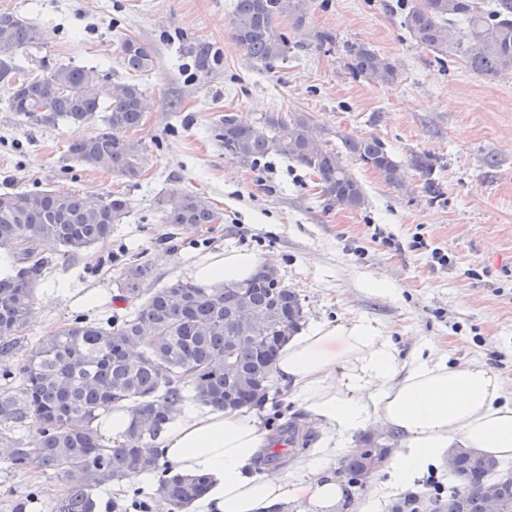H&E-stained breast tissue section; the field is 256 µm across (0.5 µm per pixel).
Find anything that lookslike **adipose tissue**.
Masks as SVG:
<instances>
[{"label":"adipose tissue","mask_w":512,"mask_h":512,"mask_svg":"<svg viewBox=\"0 0 512 512\" xmlns=\"http://www.w3.org/2000/svg\"><path fill=\"white\" fill-rule=\"evenodd\" d=\"M246 250L215 253L195 263L202 285L243 281L256 270ZM277 374L293 398L336 435L372 425L393 431L401 446L383 468L396 486L413 484L457 451L512 458V401L490 368L449 365L434 354L402 362L392 342L368 321L321 324L292 337L280 351ZM270 444L255 410L182 411L159 441L181 476L205 474L209 487L183 512H271L286 505L300 512H339L343 487L330 471L332 448L318 449L307 477L260 471Z\"/></svg>","instance_id":"adipose-tissue-1"}]
</instances>
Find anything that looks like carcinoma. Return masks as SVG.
<instances>
[{
  "label": "carcinoma",
  "instance_id": "obj_1",
  "mask_svg": "<svg viewBox=\"0 0 512 512\" xmlns=\"http://www.w3.org/2000/svg\"><path fill=\"white\" fill-rule=\"evenodd\" d=\"M308 0H235L233 38L248 60L270 65L285 60L290 41L277 29L284 16L304 23ZM404 27L416 42L439 54L457 48L470 71L495 79L512 74V0H422L403 17ZM36 28L11 13H0V81L22 72L10 51L36 43ZM127 70L154 69L150 46L132 38L120 45ZM349 67L380 84L398 76L386 57L361 44L347 47ZM101 81L94 67L60 65L48 76L21 78L10 109L35 123L62 120L83 124L105 113L113 130L136 129L152 108L137 83L112 87L104 104L96 87ZM217 137L233 159L256 165L269 155L287 158L310 170L319 180L325 207L359 210L364 190L342 154L315 134L304 113L287 117L269 114L257 122L236 114L224 115ZM346 153L378 172L396 188L403 186L400 165L382 140L342 138ZM67 159L81 166L109 170L128 184L137 183L151 156L140 140L108 132L77 140ZM410 164L426 177L431 194L438 185L431 178L434 163L427 154L413 155ZM177 202L157 199L165 210L164 223L217 224L220 214L207 200L175 190ZM129 213V200L116 193L100 196L75 190L36 189L0 193V251L12 258L11 269L0 272V355L18 351V333L34 313L35 283L49 260L40 250L44 241L64 247L62 256L73 260L88 248L112 236V225ZM118 299L131 307L124 316L105 320L79 318L46 336L25 352L19 372H0V431L3 460L15 468L35 465L42 474L65 483L64 493L47 503L48 512H96V490L114 482L130 485L135 512H149L136 482L143 475L156 480V495L170 512H181L200 497L207 477L173 473L157 442L166 425L191 401L203 407L235 410L263 407L276 375L280 349L304 318L298 293L282 279L257 270L246 281L203 286L177 280L153 287L146 264L128 266L118 285ZM248 314L251 328L239 330L240 316ZM248 335L231 342L230 337ZM231 362L239 376L229 378L224 363ZM125 407L130 423L124 438L112 444L99 432L96 421L104 412ZM34 427L38 443L24 446L15 432ZM312 433L290 423L273 437L276 451L268 450L264 466L277 467L283 459L306 446ZM378 446L345 454L340 465L353 483L366 469ZM455 485L442 500L410 493L394 501L391 512H419L423 500H432L436 512H483L485 489L504 492L500 512H512V483L500 475L499 460L469 452L454 454Z\"/></svg>",
  "mask_w": 512,
  "mask_h": 512
}]
</instances>
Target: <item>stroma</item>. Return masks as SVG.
Returning <instances> with one entry per match:
<instances>
[{"label": "stroma", "mask_w": 512, "mask_h": 512, "mask_svg": "<svg viewBox=\"0 0 512 512\" xmlns=\"http://www.w3.org/2000/svg\"><path fill=\"white\" fill-rule=\"evenodd\" d=\"M418 0H310L303 25L288 17L277 26L293 48L265 68L250 63L231 36L234 0H0L39 30L36 46L15 50L27 76L61 64L96 67L103 85L135 82L154 106L129 138L142 141L153 160L138 184L112 172L68 166V146L105 131L101 121H27L0 95V193L17 189H70L125 193L130 212L111 238L63 262L56 246L38 277L31 322L21 350L53 335L76 316L119 312L116 283L124 269L146 263L158 285L188 279L206 255L246 250L273 264L300 296L305 326L364 318L390 337L403 360L432 343L449 364H486L512 396V75L488 80L469 71L461 54L445 58L419 46L403 26V12ZM335 41L317 45L315 32ZM132 38L155 52V68L128 71L120 44ZM362 44L389 58L398 77L379 84L348 67L346 48ZM269 112L306 113L322 139L341 147L342 137L381 139L402 168L403 187L384 182L372 168L352 162L366 192L359 210L326 209L318 181L278 155L257 166L225 154L216 126L225 114L256 121ZM426 153L439 195L409 160ZM204 197L222 216L212 227L167 224L156 201L173 190ZM384 279L382 297L370 283ZM100 295L84 310L80 296ZM265 430L297 420L312 428L306 449L289 466L324 443H339L292 397L283 395L259 412ZM340 512H360L374 501L389 512L400 488L355 487L346 474ZM61 480L0 460V512L32 494L49 502Z\"/></svg>", "instance_id": "obj_1"}]
</instances>
